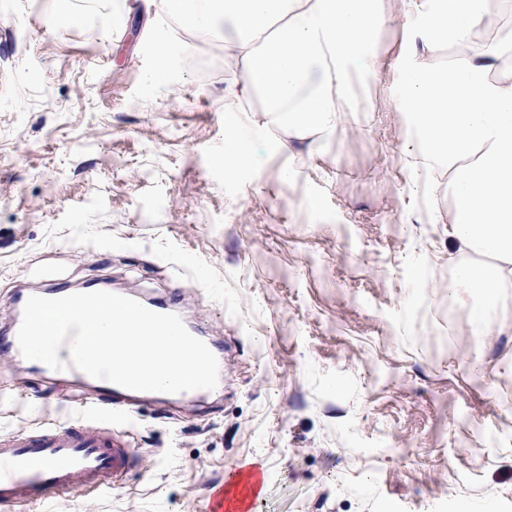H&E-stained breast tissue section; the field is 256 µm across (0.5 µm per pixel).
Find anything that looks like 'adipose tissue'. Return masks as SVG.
<instances>
[{
    "label": "adipose tissue",
    "instance_id": "ef3b65f1",
    "mask_svg": "<svg viewBox=\"0 0 512 512\" xmlns=\"http://www.w3.org/2000/svg\"><path fill=\"white\" fill-rule=\"evenodd\" d=\"M426 19L419 45L401 63L394 101L423 139L427 156L448 170V237L470 258L460 287L485 335L500 288L512 283V0L490 14L488 0H409ZM165 12L216 38L239 62L228 105L260 95L271 122L289 133L326 136L349 107L355 79L377 72L373 39L385 24L378 0H163ZM462 50L443 67L430 51Z\"/></svg>",
    "mask_w": 512,
    "mask_h": 512
}]
</instances>
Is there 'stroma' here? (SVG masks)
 <instances>
[{
  "label": "stroma",
  "instance_id": "stroma-1",
  "mask_svg": "<svg viewBox=\"0 0 512 512\" xmlns=\"http://www.w3.org/2000/svg\"><path fill=\"white\" fill-rule=\"evenodd\" d=\"M377 75L322 139L228 111L222 47L161 0H0V338L19 295L89 280L172 300L220 387L110 414L136 463L11 512H512V287L487 335L455 302L448 184L394 107L422 18L382 0ZM172 49L152 85L156 46ZM250 142L255 167L228 174ZM103 398L0 351V435L92 423ZM254 168L250 143L236 139L234 146L224 154V169L233 174L241 170Z\"/></svg>",
  "mask_w": 512,
  "mask_h": 512
}]
</instances>
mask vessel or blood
<instances>
[{"mask_svg": "<svg viewBox=\"0 0 512 512\" xmlns=\"http://www.w3.org/2000/svg\"><path fill=\"white\" fill-rule=\"evenodd\" d=\"M60 378L86 383L108 404L139 399V392L93 378L72 367ZM132 448L116 430L49 425L0 438V505L22 504L70 492L79 485L115 487L133 467Z\"/></svg>", "mask_w": 512, "mask_h": 512, "instance_id": "obj_1", "label": "vessel or blood"}]
</instances>
